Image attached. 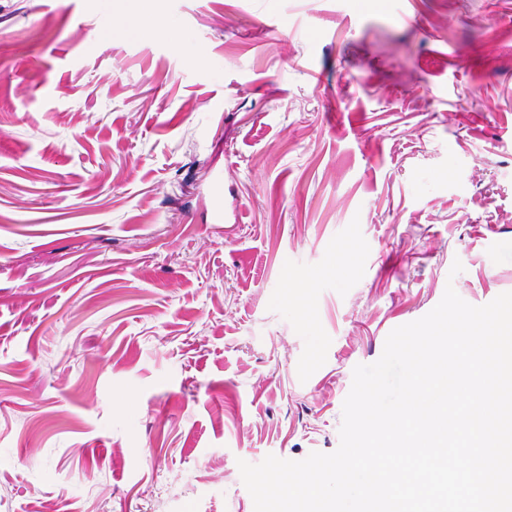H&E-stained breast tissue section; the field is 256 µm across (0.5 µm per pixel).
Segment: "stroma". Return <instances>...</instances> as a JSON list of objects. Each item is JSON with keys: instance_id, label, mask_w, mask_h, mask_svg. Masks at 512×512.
<instances>
[{"instance_id": "obj_1", "label": "stroma", "mask_w": 512, "mask_h": 512, "mask_svg": "<svg viewBox=\"0 0 512 512\" xmlns=\"http://www.w3.org/2000/svg\"><path fill=\"white\" fill-rule=\"evenodd\" d=\"M154 8L0 0V512H254L393 329L512 292V0Z\"/></svg>"}]
</instances>
